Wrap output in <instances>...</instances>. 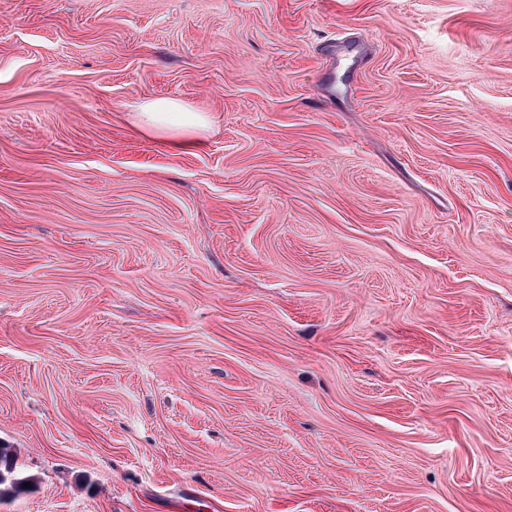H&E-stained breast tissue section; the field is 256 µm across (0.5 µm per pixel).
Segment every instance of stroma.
I'll list each match as a JSON object with an SVG mask.
<instances>
[{
    "label": "stroma",
    "mask_w": 512,
    "mask_h": 512,
    "mask_svg": "<svg viewBox=\"0 0 512 512\" xmlns=\"http://www.w3.org/2000/svg\"><path fill=\"white\" fill-rule=\"evenodd\" d=\"M0 441V512H512V0H0ZM131 114L134 124L142 131L181 150L197 146L199 134L211 122L205 113L186 112L178 101L172 99L143 102ZM28 482L35 486L33 478L25 476L17 469L16 456L12 448L0 444V498L7 495H17L29 491L23 483Z\"/></svg>",
    "instance_id": "1"
}]
</instances>
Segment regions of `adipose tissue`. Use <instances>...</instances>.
Returning a JSON list of instances; mask_svg holds the SVG:
<instances>
[{
  "mask_svg": "<svg viewBox=\"0 0 512 512\" xmlns=\"http://www.w3.org/2000/svg\"><path fill=\"white\" fill-rule=\"evenodd\" d=\"M134 124L145 133L157 136L163 143L181 150L198 144V136L210 125L202 112H189L172 99L139 104L132 114Z\"/></svg>",
  "mask_w": 512,
  "mask_h": 512,
  "instance_id": "1",
  "label": "adipose tissue"
}]
</instances>
